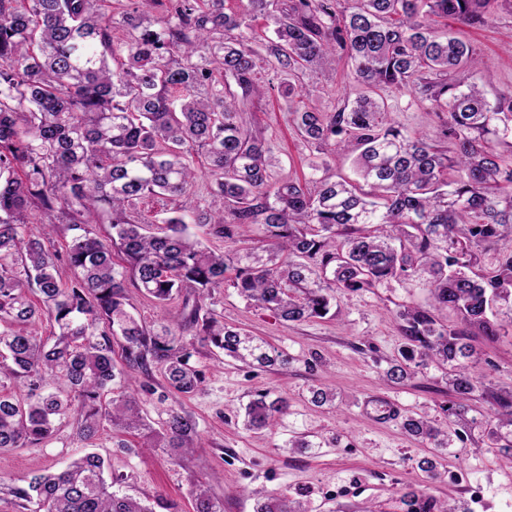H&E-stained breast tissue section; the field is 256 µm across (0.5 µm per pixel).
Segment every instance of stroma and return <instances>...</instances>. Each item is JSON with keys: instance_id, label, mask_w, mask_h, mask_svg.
I'll return each mask as SVG.
<instances>
[{"instance_id": "1", "label": "stroma", "mask_w": 512, "mask_h": 512, "mask_svg": "<svg viewBox=\"0 0 512 512\" xmlns=\"http://www.w3.org/2000/svg\"><path fill=\"white\" fill-rule=\"evenodd\" d=\"M495 18L484 27L455 19L448 30L469 41L478 55L476 81L489 94L512 89V0H498ZM264 90L252 109L279 160L275 179H304L311 153L289 119V106H314L331 112L345 99L355 98L344 59H337L332 78L318 72L299 74L300 96L288 100L277 91L279 71L261 65ZM394 118L411 131L440 140L442 120L429 101L408 93L385 94ZM427 290L380 288L376 293L342 294L335 316L306 322H286L250 304L232 287L216 296L214 310L225 324L262 337L293 358L288 369L247 368L199 345L195 362L206 372L201 392L183 406L197 422V447L181 462L140 447L138 435L127 434L128 448L116 447L111 426H104L93 443L76 439L73 421H59L55 438L27 448L0 452V512H22L8 490L32 476L62 469L72 458L93 451L118 477L116 492L153 502L161 497L175 512H192L190 481L198 479L223 501L224 512H254L249 492L262 489L296 498L306 496L313 512H399L400 496L409 490L432 495L465 508L472 491H480L486 512H512V464L499 449L489 447L480 427L471 430L463 448L431 450L402 429L406 414L417 412L442 419L448 383L434 366L417 367L410 380L388 385L381 374L398 358L403 338L396 311L402 304H425ZM472 346L485 362L495 390H512V335L475 336ZM319 384L336 394L333 404L317 407L308 401V388ZM272 390L286 396L289 412L271 430H248L242 408L251 394ZM314 435L313 448L293 450L287 441L295 433ZM435 455L438 476L424 478L421 458Z\"/></svg>"}]
</instances>
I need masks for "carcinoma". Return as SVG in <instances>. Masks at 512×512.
I'll list each match as a JSON object with an SVG mask.
<instances>
[{"label":"carcinoma","instance_id":"obj_1","mask_svg":"<svg viewBox=\"0 0 512 512\" xmlns=\"http://www.w3.org/2000/svg\"><path fill=\"white\" fill-rule=\"evenodd\" d=\"M107 2L0 0V451L51 439L70 415L83 440L108 422L173 458L193 448L197 424L178 399L196 395L205 373L187 337L249 366L292 360L203 311L229 271L240 296L288 322L326 316L341 292L423 285L426 305L396 311L404 344L383 380L401 384L412 363H434L457 428L416 413L403 429L434 448H463L478 423L511 451L512 390L488 391L464 360L472 336L512 335V90L489 99L474 81L473 48L439 30L450 17L486 22L497 0H246L239 12L224 0H129L118 20ZM259 17L274 37L257 45L248 30ZM338 50L365 91L334 112L292 111L316 155L309 178L276 181L277 159L246 117L258 61L290 78L329 73ZM393 89L448 114L442 136L452 151L392 118L381 92ZM336 151L355 156L372 199L330 172ZM198 153L212 183L193 205ZM148 196L172 203L153 220L157 232L136 208ZM192 225L233 243L256 225L262 238L215 250ZM59 230L70 233L62 254L46 246ZM130 288L160 304L181 299L179 320L146 325L131 312ZM449 310L457 323L443 318ZM45 314L58 329L50 347L25 329ZM116 343L146 379L108 400ZM308 392L316 406L335 400L320 385ZM479 397L489 412L470 419ZM143 398L162 405L160 429L144 421ZM288 408L287 398L260 393L244 407V426L271 429ZM111 487L102 458L87 453L9 494L26 512H154ZM191 496L193 512H224L198 480ZM254 496L255 512H311L286 495ZM400 502L404 512H457L415 491Z\"/></svg>","mask_w":512,"mask_h":512}]
</instances>
